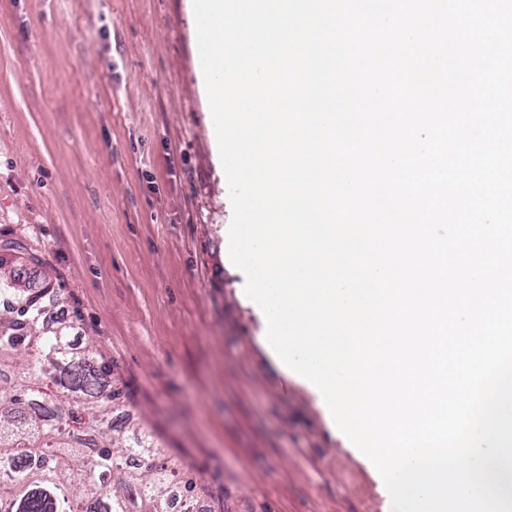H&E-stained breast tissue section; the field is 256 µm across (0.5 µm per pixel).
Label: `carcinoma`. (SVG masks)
I'll list each match as a JSON object with an SVG mask.
<instances>
[{"label":"carcinoma","mask_w":512,"mask_h":512,"mask_svg":"<svg viewBox=\"0 0 512 512\" xmlns=\"http://www.w3.org/2000/svg\"><path fill=\"white\" fill-rule=\"evenodd\" d=\"M22 248L0 243V512H172L175 470L150 435L110 424L121 407L111 367L91 342L73 348V322L50 319L61 289L30 272L42 265L35 249L12 266L7 252ZM129 457L139 463L125 469Z\"/></svg>","instance_id":"obj_1"}]
</instances>
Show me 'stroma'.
<instances>
[{"label":"stroma","mask_w":512,"mask_h":512,"mask_svg":"<svg viewBox=\"0 0 512 512\" xmlns=\"http://www.w3.org/2000/svg\"><path fill=\"white\" fill-rule=\"evenodd\" d=\"M188 0H0V239L40 251L125 428L201 512H382L308 387L262 344Z\"/></svg>","instance_id":"1"}]
</instances>
